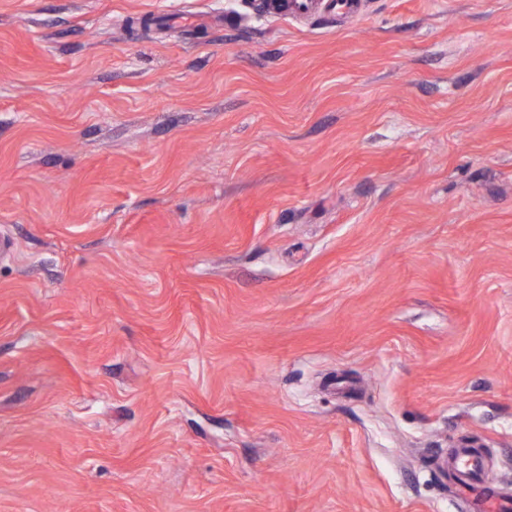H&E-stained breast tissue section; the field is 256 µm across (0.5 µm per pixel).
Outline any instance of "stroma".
Listing matches in <instances>:
<instances>
[{
  "instance_id": "35a3bbf8",
  "label": "stroma",
  "mask_w": 512,
  "mask_h": 512,
  "mask_svg": "<svg viewBox=\"0 0 512 512\" xmlns=\"http://www.w3.org/2000/svg\"><path fill=\"white\" fill-rule=\"evenodd\" d=\"M362 8L0 0V512L512 493V0ZM319 0H267V10L270 17L274 19H302L319 7L323 6L329 12L349 13L354 5L348 0H321L326 2H318ZM451 479L468 503L470 512H510L512 496L485 485L484 457L479 448H460L454 453Z\"/></svg>"
}]
</instances>
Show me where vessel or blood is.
I'll use <instances>...</instances> for the list:
<instances>
[{
  "mask_svg": "<svg viewBox=\"0 0 512 512\" xmlns=\"http://www.w3.org/2000/svg\"><path fill=\"white\" fill-rule=\"evenodd\" d=\"M267 10L275 19H301L318 7L331 13H348L351 0H267ZM450 476L459 494L468 504L469 512H512V496L497 493L485 484L484 457L480 449L462 448L455 452Z\"/></svg>",
  "mask_w": 512,
  "mask_h": 512,
  "instance_id": "1",
  "label": "vessel or blood"
}]
</instances>
